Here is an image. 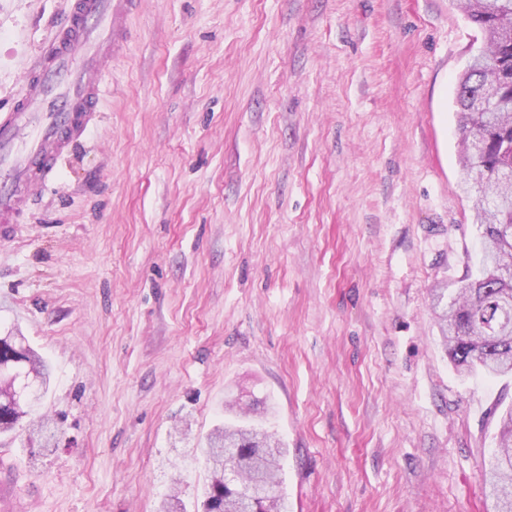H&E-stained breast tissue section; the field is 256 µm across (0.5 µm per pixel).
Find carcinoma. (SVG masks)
Segmentation results:
<instances>
[{
	"label": "carcinoma",
	"instance_id": "carcinoma-1",
	"mask_svg": "<svg viewBox=\"0 0 512 512\" xmlns=\"http://www.w3.org/2000/svg\"><path fill=\"white\" fill-rule=\"evenodd\" d=\"M469 20L487 34L483 62L460 77L456 105L460 131L459 162L472 180L476 169L486 191L500 199L493 208L476 203V221L481 233L479 274L468 279L453 295L434 289V314L441 341L455 367L463 373L512 375V182L504 174L512 169V105L495 112H480L488 86L504 85L503 95L512 102V42L500 40V25L512 22V0H461ZM13 378L18 400L0 401V435L25 433L43 449L52 447L57 427L48 416L23 423L29 412L20 401L37 403L47 392L50 371L47 362L15 336L0 345V374ZM232 442L239 450L244 469L238 484L224 487L221 446ZM287 452L279 440L260 423H242L217 428L207 437L205 460L209 473L204 512H288L282 488L281 458ZM493 512H512V406L501 415L498 446L485 470Z\"/></svg>",
	"mask_w": 512,
	"mask_h": 512
}]
</instances>
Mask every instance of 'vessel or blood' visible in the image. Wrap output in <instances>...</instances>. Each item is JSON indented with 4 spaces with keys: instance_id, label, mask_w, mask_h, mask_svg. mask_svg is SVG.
I'll list each match as a JSON object with an SVG mask.
<instances>
[{
    "instance_id": "vessel-or-blood-1",
    "label": "vessel or blood",
    "mask_w": 512,
    "mask_h": 512,
    "mask_svg": "<svg viewBox=\"0 0 512 512\" xmlns=\"http://www.w3.org/2000/svg\"><path fill=\"white\" fill-rule=\"evenodd\" d=\"M115 0H70L24 93L0 107V216L24 207L81 143L99 111V86L112 64Z\"/></svg>"
}]
</instances>
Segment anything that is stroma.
<instances>
[{"label":"stroma","mask_w":512,"mask_h":512,"mask_svg":"<svg viewBox=\"0 0 512 512\" xmlns=\"http://www.w3.org/2000/svg\"><path fill=\"white\" fill-rule=\"evenodd\" d=\"M67 0H0V100ZM100 119L0 237V336L51 367L54 448L0 440L20 512H197L226 401L294 512H492L512 376L462 377L433 288L479 258L457 0H133Z\"/></svg>","instance_id":"obj_1"}]
</instances>
